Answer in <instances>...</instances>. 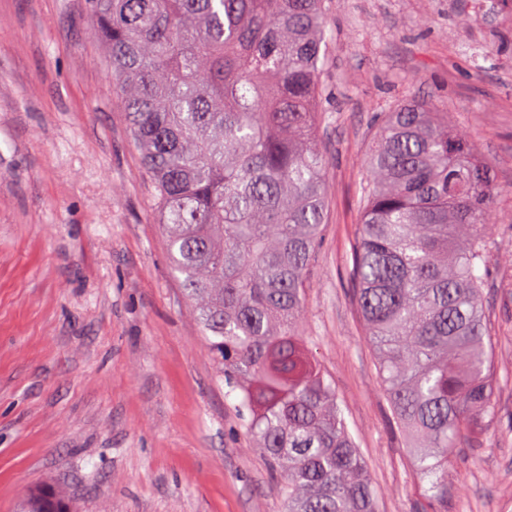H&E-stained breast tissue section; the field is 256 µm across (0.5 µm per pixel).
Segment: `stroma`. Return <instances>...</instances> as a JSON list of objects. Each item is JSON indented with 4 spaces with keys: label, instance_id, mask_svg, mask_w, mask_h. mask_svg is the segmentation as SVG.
I'll use <instances>...</instances> for the list:
<instances>
[{
    "label": "stroma",
    "instance_id": "stroma-1",
    "mask_svg": "<svg viewBox=\"0 0 512 512\" xmlns=\"http://www.w3.org/2000/svg\"><path fill=\"white\" fill-rule=\"evenodd\" d=\"M472 0H325L328 222L305 334L380 512H512V32L469 43ZM86 0H0V512L54 485L75 512H282L169 268ZM447 113L505 192L484 302L499 412L431 499L392 420L352 279L365 158L383 113Z\"/></svg>",
    "mask_w": 512,
    "mask_h": 512
}]
</instances>
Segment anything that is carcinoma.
Segmentation results:
<instances>
[{
  "label": "carcinoma",
  "instance_id": "cac0c4a2",
  "mask_svg": "<svg viewBox=\"0 0 512 512\" xmlns=\"http://www.w3.org/2000/svg\"><path fill=\"white\" fill-rule=\"evenodd\" d=\"M324 0H88L173 276L283 474L285 512H378L336 389L303 336L327 223ZM353 276L393 419L435 500L498 415L483 288L491 166L418 100L376 130Z\"/></svg>",
  "mask_w": 512,
  "mask_h": 512
}]
</instances>
